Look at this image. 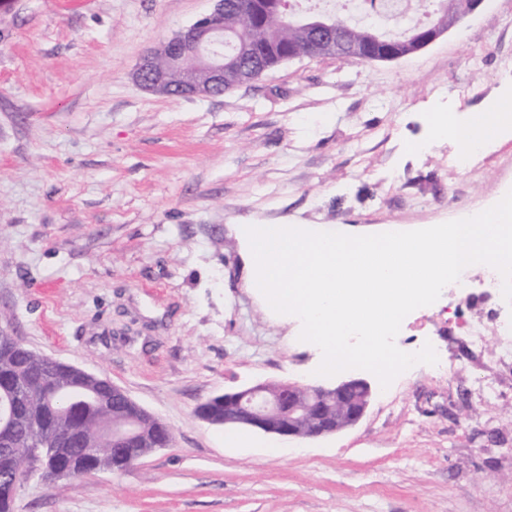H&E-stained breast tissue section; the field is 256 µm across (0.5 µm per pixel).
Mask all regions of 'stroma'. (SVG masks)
I'll list each match as a JSON object with an SVG mask.
<instances>
[{
  "label": "stroma",
  "instance_id": "1",
  "mask_svg": "<svg viewBox=\"0 0 512 512\" xmlns=\"http://www.w3.org/2000/svg\"><path fill=\"white\" fill-rule=\"evenodd\" d=\"M210 0H8L0 7V327L108 378L174 434L126 471L33 479L14 512H512V363L459 319L511 305L470 271L411 312L395 341L432 344L389 388L317 375L301 324L249 285L241 224L348 235L473 216L512 190V135L474 169L433 132L512 89V0L393 61L286 62L210 99L142 90L132 72ZM425 141L424 151H408ZM359 378L355 425L287 439L202 420L209 398L261 382Z\"/></svg>",
  "mask_w": 512,
  "mask_h": 512
}]
</instances>
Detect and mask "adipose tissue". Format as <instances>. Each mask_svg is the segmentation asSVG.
Instances as JSON below:
<instances>
[{
  "label": "adipose tissue",
  "mask_w": 512,
  "mask_h": 512,
  "mask_svg": "<svg viewBox=\"0 0 512 512\" xmlns=\"http://www.w3.org/2000/svg\"><path fill=\"white\" fill-rule=\"evenodd\" d=\"M483 126L475 123L457 124L445 115L434 118L438 136L454 140L457 144L478 147L496 140L500 135L512 131V93L492 102L485 111Z\"/></svg>",
  "instance_id": "1"
}]
</instances>
